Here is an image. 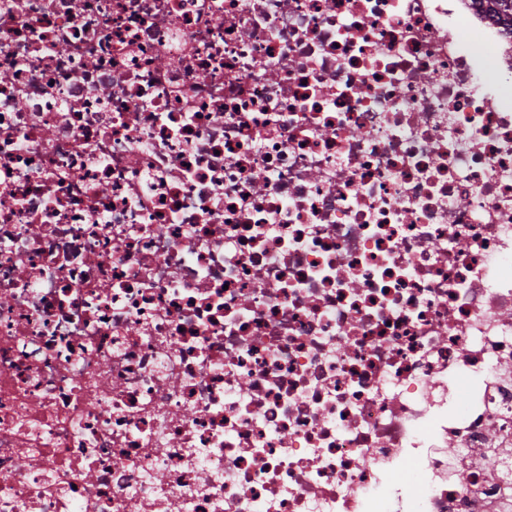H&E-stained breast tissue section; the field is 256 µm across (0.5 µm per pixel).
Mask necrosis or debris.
<instances>
[{"instance_id": "4bbe7bcc", "label": "necrosis or debris", "mask_w": 512, "mask_h": 512, "mask_svg": "<svg viewBox=\"0 0 512 512\" xmlns=\"http://www.w3.org/2000/svg\"><path fill=\"white\" fill-rule=\"evenodd\" d=\"M509 486L486 0H0V512H512Z\"/></svg>"}]
</instances>
